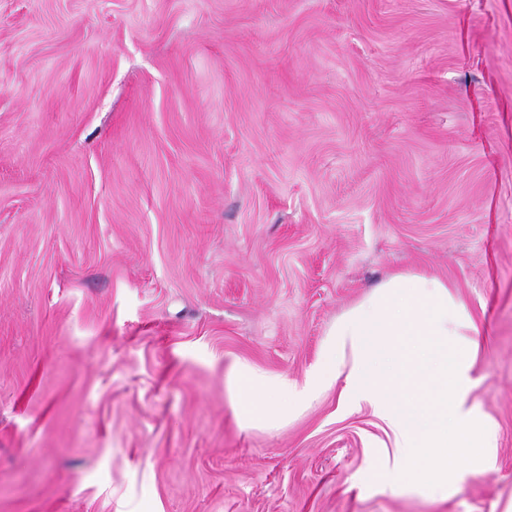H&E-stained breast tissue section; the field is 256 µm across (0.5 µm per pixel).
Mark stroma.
Returning <instances> with one entry per match:
<instances>
[{
  "mask_svg": "<svg viewBox=\"0 0 512 512\" xmlns=\"http://www.w3.org/2000/svg\"><path fill=\"white\" fill-rule=\"evenodd\" d=\"M395 272L494 338L443 498L342 384L233 412ZM0 512H512V0H0Z\"/></svg>",
  "mask_w": 512,
  "mask_h": 512,
  "instance_id": "35a3bbf8",
  "label": "stroma"
}]
</instances>
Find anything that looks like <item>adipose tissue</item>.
Instances as JSON below:
<instances>
[{
  "label": "adipose tissue",
  "mask_w": 512,
  "mask_h": 512,
  "mask_svg": "<svg viewBox=\"0 0 512 512\" xmlns=\"http://www.w3.org/2000/svg\"><path fill=\"white\" fill-rule=\"evenodd\" d=\"M473 326L448 282L393 274L337 318L305 382L235 360V415L248 426L271 424L343 381V396L367 404L391 441V456L367 481L380 486L400 476L447 496L462 461L475 473L495 462L496 433L467 404L477 346L466 334Z\"/></svg>",
  "instance_id": "1"
}]
</instances>
